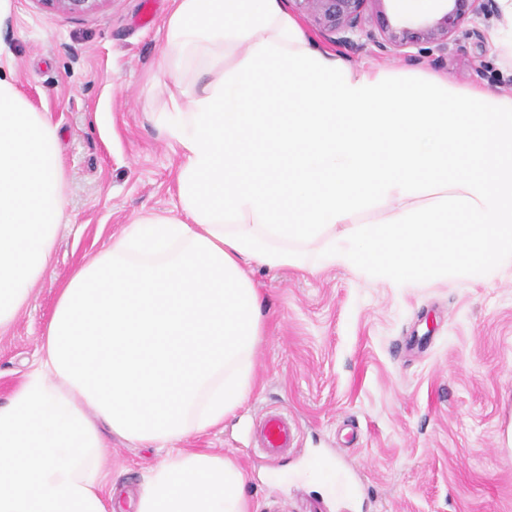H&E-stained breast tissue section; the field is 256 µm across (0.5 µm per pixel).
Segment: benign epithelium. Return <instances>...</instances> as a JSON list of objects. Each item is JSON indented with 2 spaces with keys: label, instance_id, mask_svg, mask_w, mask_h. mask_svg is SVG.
<instances>
[{
  "label": "benign epithelium",
  "instance_id": "7a95c632",
  "mask_svg": "<svg viewBox=\"0 0 512 512\" xmlns=\"http://www.w3.org/2000/svg\"><path fill=\"white\" fill-rule=\"evenodd\" d=\"M49 11L81 14L104 0H41ZM327 41L352 52L372 45L386 57L414 61L423 55L444 63L458 52L457 33L467 24L498 12L496 0H437L430 15L415 12L410 0H289Z\"/></svg>",
  "mask_w": 512,
  "mask_h": 512
}]
</instances>
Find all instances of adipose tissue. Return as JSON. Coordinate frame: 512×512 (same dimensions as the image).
<instances>
[{"label": "adipose tissue", "mask_w": 512, "mask_h": 512, "mask_svg": "<svg viewBox=\"0 0 512 512\" xmlns=\"http://www.w3.org/2000/svg\"><path fill=\"white\" fill-rule=\"evenodd\" d=\"M174 2L158 69L180 212L137 218L61 287L39 362L0 405V512H112V436L166 453L134 512H250L241 469L179 443L253 390L252 266L406 285L512 263V92L366 72L281 0ZM192 60L203 81H183ZM65 208L58 128L0 72V334L51 266Z\"/></svg>", "instance_id": "ef3b65f1"}]
</instances>
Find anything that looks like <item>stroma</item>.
Segmentation results:
<instances>
[{
  "instance_id": "stroma-1",
  "label": "stroma",
  "mask_w": 512,
  "mask_h": 512,
  "mask_svg": "<svg viewBox=\"0 0 512 512\" xmlns=\"http://www.w3.org/2000/svg\"><path fill=\"white\" fill-rule=\"evenodd\" d=\"M172 0H106L81 14L12 0L0 26L21 93L58 127L67 207L52 266L0 335V404L40 357L58 290L80 263L137 217L179 210V150L154 116L169 105L156 62ZM504 15L475 21L458 54L429 71L512 91V56L497 49ZM264 336L254 389L223 427L182 447L224 455L246 476L252 512H512V267L474 283L411 288L336 268L254 267ZM271 412L298 445L259 448ZM104 482L137 485L160 451L109 439ZM329 467L355 496L308 476Z\"/></svg>"
}]
</instances>
